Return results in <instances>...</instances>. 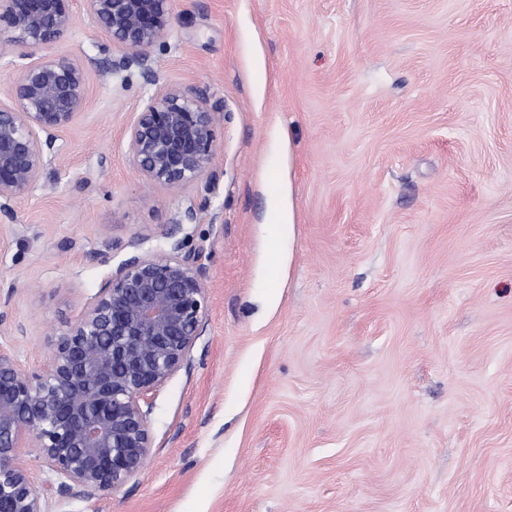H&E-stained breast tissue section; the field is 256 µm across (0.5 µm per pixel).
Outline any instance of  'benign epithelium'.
<instances>
[{
    "label": "benign epithelium",
    "instance_id": "7a95c632",
    "mask_svg": "<svg viewBox=\"0 0 512 512\" xmlns=\"http://www.w3.org/2000/svg\"><path fill=\"white\" fill-rule=\"evenodd\" d=\"M71 0H0V33L42 48L75 24ZM96 25L156 85L151 51L164 42L177 0H86ZM86 104L85 65L44 56L17 68L9 103H0V214L27 196L50 161L56 133ZM129 154L147 181L169 188L199 182L216 146L207 101L178 89L157 91L126 131ZM198 255L176 242L168 254L132 255L35 371L0 349V512H49L33 467L53 475L62 497L91 500L145 466L150 397L188 364L207 319Z\"/></svg>",
    "mask_w": 512,
    "mask_h": 512
}]
</instances>
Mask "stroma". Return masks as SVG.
<instances>
[{
	"label": "stroma",
	"instance_id": "stroma-1",
	"mask_svg": "<svg viewBox=\"0 0 512 512\" xmlns=\"http://www.w3.org/2000/svg\"><path fill=\"white\" fill-rule=\"evenodd\" d=\"M70 8L41 51L0 36L1 102L24 61L87 63L0 216V347L38 369L119 263L176 240L208 319L151 397L144 470L52 512H512V0H178L155 86ZM160 85L217 109L202 183L129 157Z\"/></svg>",
	"mask_w": 512,
	"mask_h": 512
}]
</instances>
